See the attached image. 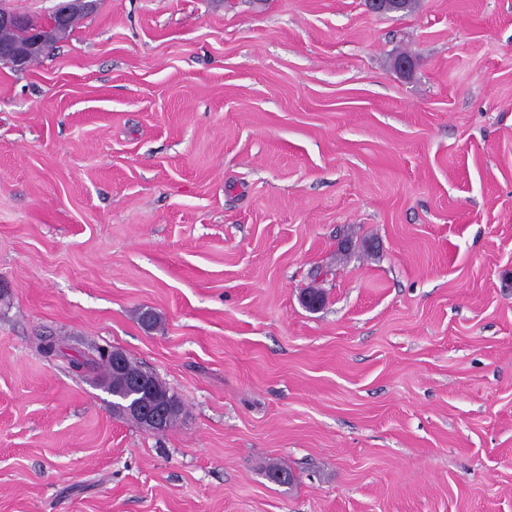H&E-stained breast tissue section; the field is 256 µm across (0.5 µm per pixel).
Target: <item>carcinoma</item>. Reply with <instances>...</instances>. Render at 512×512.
Instances as JSON below:
<instances>
[{"label": "carcinoma", "mask_w": 512, "mask_h": 512, "mask_svg": "<svg viewBox=\"0 0 512 512\" xmlns=\"http://www.w3.org/2000/svg\"><path fill=\"white\" fill-rule=\"evenodd\" d=\"M93 7L94 0H62L58 3V12L63 15V19H58L50 24L36 17H29L31 26L42 28L44 40V51L30 58V61L37 62L49 55L55 44L75 29L93 10ZM76 363L84 366L86 371H91L97 367L104 369L103 376L98 380V384L112 394L113 411L121 415L125 414V400L132 394L141 406L163 413L160 431L164 432L176 423L181 413V403L177 396L164 383L154 389L150 387L133 388L131 382L141 376L144 370L131 358H125L124 372L120 375L115 374L111 364L105 361L97 352L80 351L78 355L69 357V365L72 366Z\"/></svg>", "instance_id": "cac0c4a2"}]
</instances>
